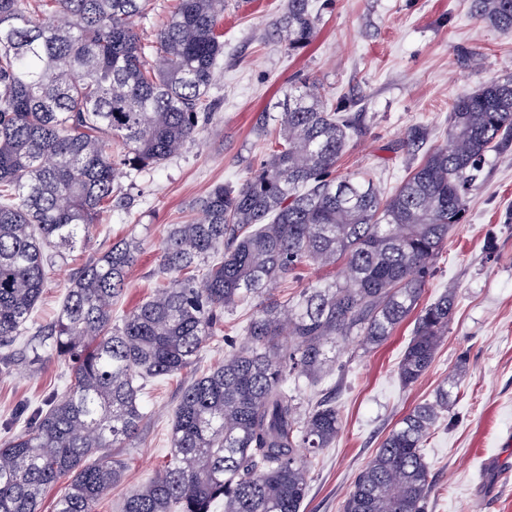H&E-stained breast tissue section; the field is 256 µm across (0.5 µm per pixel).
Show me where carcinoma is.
Here are the masks:
<instances>
[{
	"mask_svg": "<svg viewBox=\"0 0 512 512\" xmlns=\"http://www.w3.org/2000/svg\"><path fill=\"white\" fill-rule=\"evenodd\" d=\"M150 0H0V363L32 321L47 269L89 238L112 207L123 170L159 168L212 123L208 94L224 56V0H176L142 39L132 19ZM497 30H512V0H471ZM310 0H288L274 37L296 52L313 40ZM271 138L237 186L217 184L196 216L172 224L157 252L167 280L121 317L112 314L141 243L119 239L72 275L56 320L26 359H69L68 389L25 418L0 447V512H41L45 491L69 477L54 512H96L123 476L105 448H128L146 413L143 391L195 364L224 315L258 306L224 361L194 377L174 411L170 456L130 490L121 512H300L312 461L341 423L328 394L307 403L288 382L336 371V344H380L410 315L398 362L404 386L435 361L457 302L449 290L419 306L488 154L512 143V78L454 99L444 141L427 149L389 195L361 175L336 176L358 134L354 118L318 87L291 84L280 112H262ZM429 133L411 127L414 154ZM306 265L340 278L280 300L274 287ZM458 371L435 399L405 414L356 476L341 512H427L436 491L426 461Z\"/></svg>",
	"mask_w": 512,
	"mask_h": 512,
	"instance_id": "cac0c4a2",
	"label": "carcinoma"
}]
</instances>
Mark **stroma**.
Here are the masks:
<instances>
[{
  "label": "stroma",
  "instance_id": "1",
  "mask_svg": "<svg viewBox=\"0 0 512 512\" xmlns=\"http://www.w3.org/2000/svg\"><path fill=\"white\" fill-rule=\"evenodd\" d=\"M286 3L227 0L224 56L209 92L216 105L211 130L158 169L119 176L127 208L104 213L88 243L49 271L34 326L55 319L75 269L121 238L141 241L142 254L115 314L151 296L160 284L156 253L167 228L188 219L212 186L240 183L260 163L266 145L255 120L273 112L292 80L318 82L331 105L355 116L362 129L340 158L338 175L368 174L388 194L408 174L400 143L412 125L426 126L430 144H439L455 97L512 75V32L476 17L470 0H312L320 15L316 37L293 53L271 34ZM479 182L425 287L427 302L451 288L458 294L430 370L410 387L398 380L413 327L408 320L378 347L359 338L338 344L340 372L306 386L308 396L335 390L342 429L312 464L301 512H339L389 430L413 407L433 401L438 385L460 368L466 372L461 392L425 451L438 487L428 512H512V147L489 154ZM490 240L497 244L492 260L485 251ZM70 380V362L51 355L0 368V446L24 429L13 423L15 414L62 394ZM186 380L178 374L147 385V417L131 447L115 449L126 468L97 512H120L125 494L164 465Z\"/></svg>",
  "mask_w": 512,
  "mask_h": 512
}]
</instances>
